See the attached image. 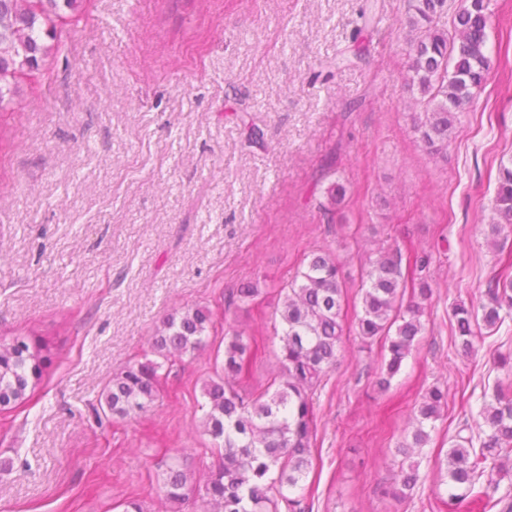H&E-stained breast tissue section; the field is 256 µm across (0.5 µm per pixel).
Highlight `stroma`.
Instances as JSON below:
<instances>
[{
  "instance_id": "1",
  "label": "stroma",
  "mask_w": 512,
  "mask_h": 512,
  "mask_svg": "<svg viewBox=\"0 0 512 512\" xmlns=\"http://www.w3.org/2000/svg\"><path fill=\"white\" fill-rule=\"evenodd\" d=\"M490 11L488 81L439 151L414 131L408 0H87L79 23L57 21L59 52L0 112V340L55 353L31 399L0 411V512H120L129 496L164 512L160 464L199 470L211 445L201 384L227 324L265 385L278 289L317 249L347 264L343 357L314 395L311 512H448L450 442L464 425L481 442L483 402L512 383V314L468 350L452 316L485 303L512 256V226L489 232L512 158V0ZM395 246L432 254L433 296L383 391L381 351L354 329L360 264ZM250 282L261 295L228 308ZM190 307L212 313L206 351L162 374L149 412L103 414L113 375L153 359L156 329ZM434 387L447 403L420 480L392 499Z\"/></svg>"
}]
</instances>
